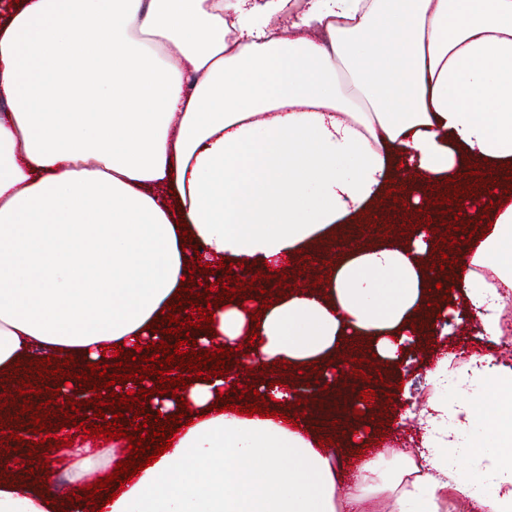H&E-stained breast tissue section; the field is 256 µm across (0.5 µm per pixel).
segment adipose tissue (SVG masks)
<instances>
[{"label":"adipose tissue","mask_w":512,"mask_h":512,"mask_svg":"<svg viewBox=\"0 0 512 512\" xmlns=\"http://www.w3.org/2000/svg\"><path fill=\"white\" fill-rule=\"evenodd\" d=\"M431 188L470 180L500 201L465 246L494 287L406 241L340 249L319 288L223 300L197 353L248 340L235 371L282 360L326 370L354 339L397 365L415 323L461 291L476 334L498 343L512 289V0H17L0 14V375L36 353L131 363L162 340L194 255L277 270L335 244L397 166ZM168 190L159 198L156 188ZM122 347L113 356L110 345ZM228 377L153 394L167 450L103 512H344L392 493L393 512H438L447 490L512 512V368L446 353L418 417L420 465L340 463L308 424L224 413ZM473 468H462L460 448ZM95 453L74 442L31 476L0 481V512H80L70 500Z\"/></svg>","instance_id":"adipose-tissue-1"}]
</instances>
